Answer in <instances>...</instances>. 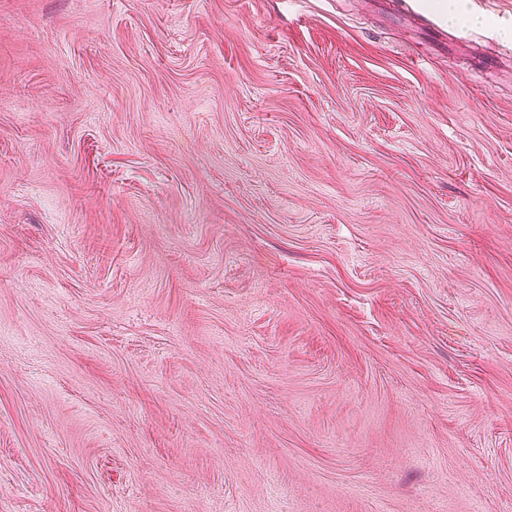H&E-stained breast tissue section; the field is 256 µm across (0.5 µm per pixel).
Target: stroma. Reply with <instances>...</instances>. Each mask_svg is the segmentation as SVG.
Instances as JSON below:
<instances>
[{
  "label": "stroma",
  "mask_w": 512,
  "mask_h": 512,
  "mask_svg": "<svg viewBox=\"0 0 512 512\" xmlns=\"http://www.w3.org/2000/svg\"><path fill=\"white\" fill-rule=\"evenodd\" d=\"M0 0V512H512V0Z\"/></svg>",
  "instance_id": "35a3bbf8"
}]
</instances>
